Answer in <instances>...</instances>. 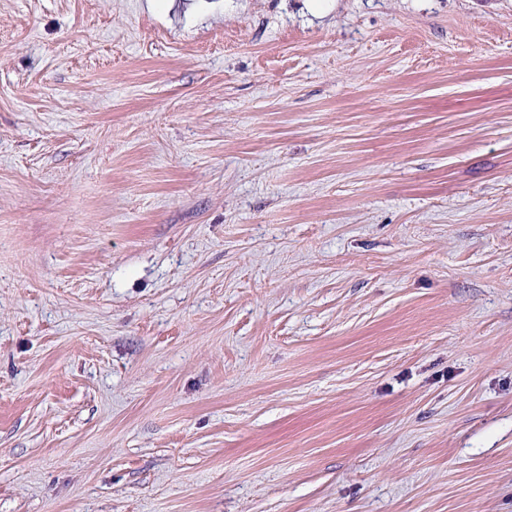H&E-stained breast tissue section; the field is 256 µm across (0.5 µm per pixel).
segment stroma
I'll return each instance as SVG.
<instances>
[{
  "instance_id": "35a3bbf8",
  "label": "stroma",
  "mask_w": 512,
  "mask_h": 512,
  "mask_svg": "<svg viewBox=\"0 0 512 512\" xmlns=\"http://www.w3.org/2000/svg\"><path fill=\"white\" fill-rule=\"evenodd\" d=\"M0 512H512V0H0Z\"/></svg>"
}]
</instances>
